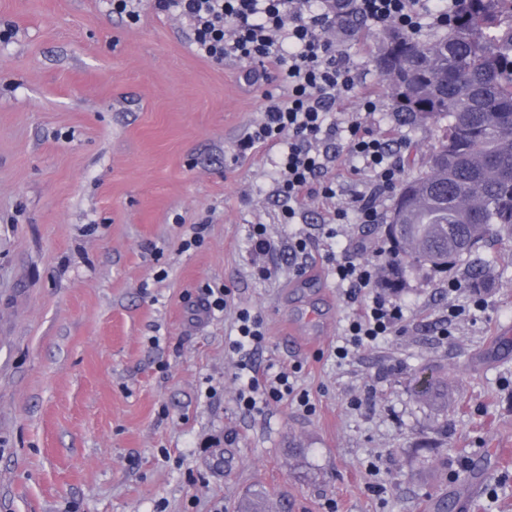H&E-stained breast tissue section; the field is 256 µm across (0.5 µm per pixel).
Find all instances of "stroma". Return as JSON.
Instances as JSON below:
<instances>
[{"label": "stroma", "mask_w": 512, "mask_h": 512, "mask_svg": "<svg viewBox=\"0 0 512 512\" xmlns=\"http://www.w3.org/2000/svg\"><path fill=\"white\" fill-rule=\"evenodd\" d=\"M0 29V512H235L260 488L275 512H512V239L487 242L480 292H449L463 261L408 271L405 329L338 360L353 307L317 229L333 204L282 223L272 151L236 159L264 103L245 65L108 0H0ZM378 36L336 52L381 101L368 126L426 160L436 131L396 125ZM252 224L276 244L265 279ZM209 285L261 316L256 362L301 365L313 413L239 406L233 316L194 305ZM424 376L447 408L415 396ZM112 14L132 23L141 20L143 5L141 0H109Z\"/></svg>", "instance_id": "35a3bbf8"}]
</instances>
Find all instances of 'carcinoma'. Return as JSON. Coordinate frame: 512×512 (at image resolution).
<instances>
[{
	"mask_svg": "<svg viewBox=\"0 0 512 512\" xmlns=\"http://www.w3.org/2000/svg\"><path fill=\"white\" fill-rule=\"evenodd\" d=\"M375 63L395 119L439 130L425 170L399 190L381 284L401 291L407 269L465 256L477 260L470 287L486 288L480 250L492 233L512 237V0H457L448 31L427 40L388 31ZM415 395L448 405V385L429 377ZM240 512H266L265 496L247 494Z\"/></svg>",
	"mask_w": 512,
	"mask_h": 512,
	"instance_id": "1",
	"label": "carcinoma"
}]
</instances>
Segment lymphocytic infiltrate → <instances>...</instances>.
Segmentation results:
<instances>
[{"label":"lymphocytic infiltrate","mask_w":512,"mask_h":512,"mask_svg":"<svg viewBox=\"0 0 512 512\" xmlns=\"http://www.w3.org/2000/svg\"><path fill=\"white\" fill-rule=\"evenodd\" d=\"M113 15L140 22L143 9L156 15H174L187 23L190 45L202 57L221 63L248 60L253 67L245 78L251 84L276 80V91L264 94L263 115L238 142L240 155L264 146L280 147L275 161L277 191L284 200L283 223H293L298 207L309 198L335 199L334 181L323 174L337 160L333 138L346 145L349 170L365 180L362 190H351L345 204L328 211L321 228L324 240L336 236L340 224H378L381 201L402 175L396 141L374 133L366 118L379 108L375 95L361 96L356 113L332 120L338 99L356 93L357 75L345 61L332 55V39L350 32L347 9L380 29L415 33L420 25L417 0H109ZM389 254L378 251L371 260L327 250L326 261L347 302L355 310L343 328L336 356L348 358L380 337L399 331L403 307L379 290V276ZM199 308L213 315L234 311L237 335L230 343L241 354L238 363V402L259 412L273 403L295 399L304 412H312L308 394L295 393L288 370L257 369L246 357L265 340L263 322L249 310H232L227 288H202Z\"/></svg>","instance_id":"1"}]
</instances>
